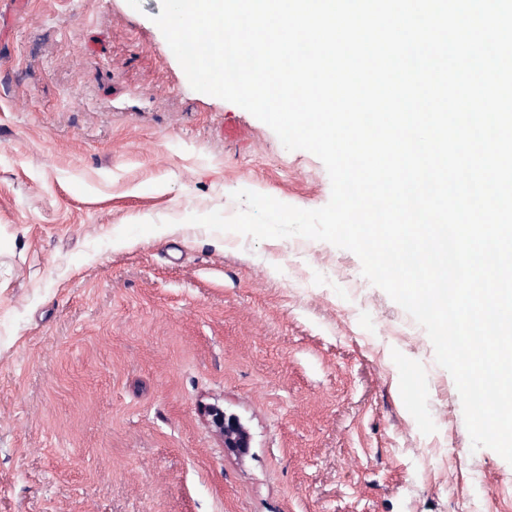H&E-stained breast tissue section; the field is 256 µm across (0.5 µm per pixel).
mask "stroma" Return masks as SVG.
I'll return each mask as SVG.
<instances>
[{
	"instance_id": "1",
	"label": "stroma",
	"mask_w": 512,
	"mask_h": 512,
	"mask_svg": "<svg viewBox=\"0 0 512 512\" xmlns=\"http://www.w3.org/2000/svg\"><path fill=\"white\" fill-rule=\"evenodd\" d=\"M160 8L0 0V512H512V464L354 253L189 223L331 183L191 88ZM215 431L223 438L224 447L237 454L249 448L250 437L247 430L234 415H227L223 409L211 407L204 410Z\"/></svg>"
}]
</instances>
